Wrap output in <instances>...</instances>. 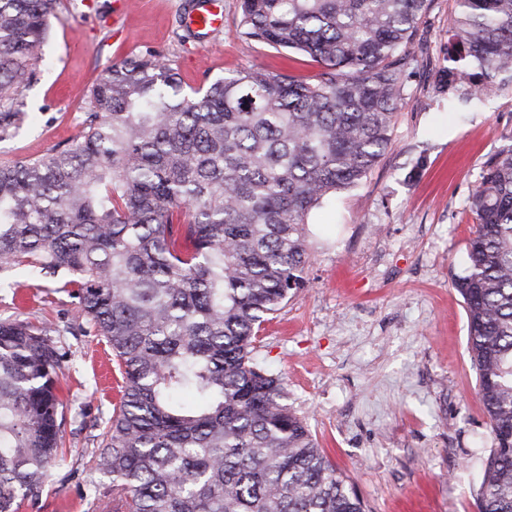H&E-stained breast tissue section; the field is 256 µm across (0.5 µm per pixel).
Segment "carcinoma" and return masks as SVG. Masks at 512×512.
<instances>
[{"label":"carcinoma","mask_w":512,"mask_h":512,"mask_svg":"<svg viewBox=\"0 0 512 512\" xmlns=\"http://www.w3.org/2000/svg\"><path fill=\"white\" fill-rule=\"evenodd\" d=\"M432 0H241L248 40L301 51L311 79L239 71L185 90L155 56L109 66L83 136L0 164V289L12 271L61 283L124 386L94 469L126 512H366L284 379L253 357L269 316L304 285L306 224L392 143L403 71ZM440 86L470 103L512 84V0H456ZM58 0H0V140L32 115ZM468 208L463 299L494 448L479 512H512V145ZM57 326L0 321V512L37 497L64 445Z\"/></svg>","instance_id":"cac0c4a2"}]
</instances>
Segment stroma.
Instances as JSON below:
<instances>
[{"instance_id": "stroma-1", "label": "stroma", "mask_w": 512, "mask_h": 512, "mask_svg": "<svg viewBox=\"0 0 512 512\" xmlns=\"http://www.w3.org/2000/svg\"><path fill=\"white\" fill-rule=\"evenodd\" d=\"M188 0H60L21 100L34 121L0 140V162L78 141L91 85L112 63L160 56L184 87L243 70L307 78L299 52L241 35V0L224 25L189 31ZM455 0H433L404 67L391 146L359 185L311 217L305 286L266 322L254 356L288 384V404L353 483L367 512H477L494 443L476 395L467 318L453 286L467 268V200L487 162L512 145V86L463 112L436 91L448 65ZM0 319L78 327L63 289L29 279L0 292ZM65 359L67 452L20 512H102L110 476L96 472L99 426L123 382L100 336H56Z\"/></svg>"}]
</instances>
